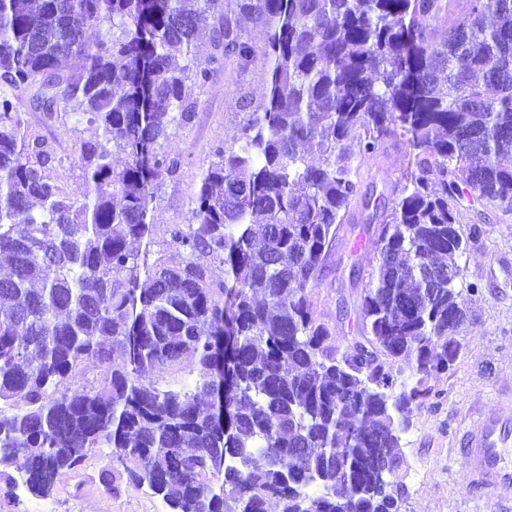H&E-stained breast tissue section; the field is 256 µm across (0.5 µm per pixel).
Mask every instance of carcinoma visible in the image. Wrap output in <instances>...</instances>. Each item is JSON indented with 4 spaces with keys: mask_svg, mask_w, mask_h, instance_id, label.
Masks as SVG:
<instances>
[{
    "mask_svg": "<svg viewBox=\"0 0 512 512\" xmlns=\"http://www.w3.org/2000/svg\"><path fill=\"white\" fill-rule=\"evenodd\" d=\"M0 0V480L24 459L48 499L95 448L170 512H401L402 435L460 352L467 243L457 204L512 212V0ZM264 28V46L243 21ZM112 25L90 43L84 26ZM210 28L208 45L197 44ZM79 65H74V60ZM232 67L264 70L213 146L182 259L148 264L154 191L180 176L166 143ZM46 125L88 116L73 198ZM400 138L413 170L377 221L360 336L316 315L333 244L359 195L358 159ZM224 280L212 279L214 263ZM146 281L138 286V275ZM196 361L198 380L146 377ZM413 369L399 380L394 364ZM99 370L98 386L71 383ZM224 388V422L211 393Z\"/></svg>",
    "mask_w": 512,
    "mask_h": 512,
    "instance_id": "obj_1",
    "label": "carcinoma"
}]
</instances>
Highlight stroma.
<instances>
[{"label": "stroma", "instance_id": "stroma-1", "mask_svg": "<svg viewBox=\"0 0 512 512\" xmlns=\"http://www.w3.org/2000/svg\"><path fill=\"white\" fill-rule=\"evenodd\" d=\"M238 94L234 73L217 74L212 89L201 96L193 122L169 141V151L183 159V174L161 186L149 205L154 220L149 261L172 258L164 228L187 220L212 147L234 136ZM85 128V121L73 116L55 131L61 173L77 199L86 185L72 158ZM412 163V150L393 142L376 156L358 159L362 192L393 199ZM461 212L464 226L475 224L481 230L461 260L466 288L459 302L468 323L453 369L432 380L434 398L414 410L403 437L406 464L397 476L403 487L402 512H512V488L486 498L468 487L457 449L471 410L494 407L502 393L512 390V213L474 195L462 199ZM369 216L362 201H355L332 250L330 270L312 294L318 317L343 344L357 334V308L366 282L351 279L350 271L373 249ZM106 470L113 478L109 485L101 479ZM0 512H168V506L148 488L129 484L123 467L96 450L50 499L31 498L21 488L11 497L0 493Z\"/></svg>", "mask_w": 512, "mask_h": 512}]
</instances>
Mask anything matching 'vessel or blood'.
Wrapping results in <instances>:
<instances>
[{
  "label": "vessel or blood",
  "mask_w": 512,
  "mask_h": 512,
  "mask_svg": "<svg viewBox=\"0 0 512 512\" xmlns=\"http://www.w3.org/2000/svg\"><path fill=\"white\" fill-rule=\"evenodd\" d=\"M469 485L484 496L512 487V413H475L459 440Z\"/></svg>",
  "instance_id": "1"
}]
</instances>
